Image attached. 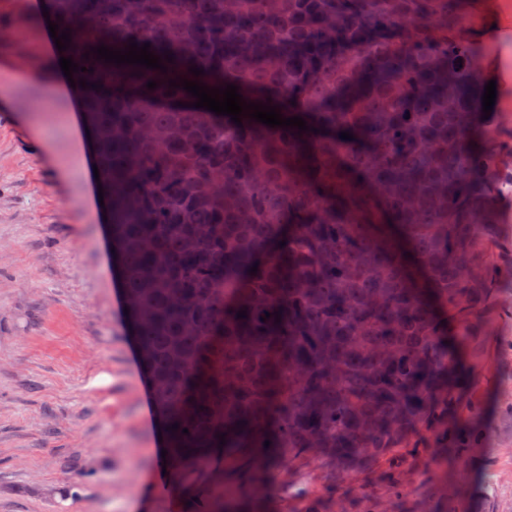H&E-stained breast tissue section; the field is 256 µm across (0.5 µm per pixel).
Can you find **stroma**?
Here are the masks:
<instances>
[{"label": "stroma", "instance_id": "obj_1", "mask_svg": "<svg viewBox=\"0 0 512 512\" xmlns=\"http://www.w3.org/2000/svg\"><path fill=\"white\" fill-rule=\"evenodd\" d=\"M464 0L512 82V9ZM29 0H0V512H184L209 468L163 471L156 414L126 336L104 212L76 103L58 88V60ZM24 49L30 69L14 70ZM461 395L484 412V442L457 456L419 431L401 471L331 456L265 475L259 512H512V287L472 324ZM455 489L454 500L441 493Z\"/></svg>", "mask_w": 512, "mask_h": 512}]
</instances>
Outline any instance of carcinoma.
<instances>
[{"mask_svg":"<svg viewBox=\"0 0 512 512\" xmlns=\"http://www.w3.org/2000/svg\"><path fill=\"white\" fill-rule=\"evenodd\" d=\"M44 3L101 85L79 96L171 472L222 453L243 486L220 469L209 485L255 504L272 457L399 466L420 427L478 442L448 418L478 414L456 395L458 354L512 278L484 259L512 200V134L498 107L484 118L493 60L459 0ZM131 40L167 72L91 52ZM180 79L234 84L319 133L239 126Z\"/></svg>","mask_w":512,"mask_h":512,"instance_id":"cac0c4a2","label":"carcinoma"}]
</instances>
